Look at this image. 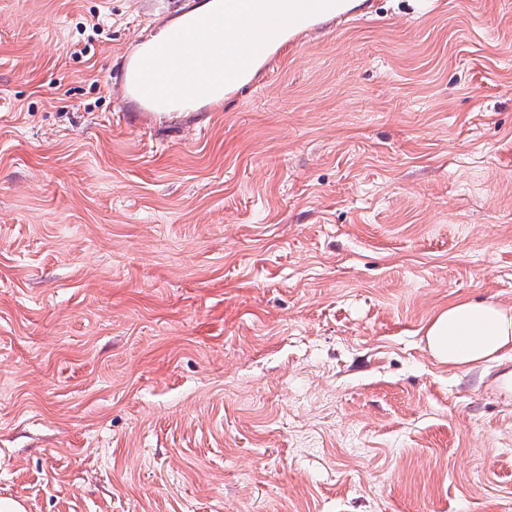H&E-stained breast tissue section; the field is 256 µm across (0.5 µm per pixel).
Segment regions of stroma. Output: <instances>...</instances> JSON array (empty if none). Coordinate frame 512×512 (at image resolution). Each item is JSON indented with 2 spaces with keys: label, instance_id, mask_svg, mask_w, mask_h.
Instances as JSON below:
<instances>
[{
  "label": "stroma",
  "instance_id": "obj_1",
  "mask_svg": "<svg viewBox=\"0 0 512 512\" xmlns=\"http://www.w3.org/2000/svg\"><path fill=\"white\" fill-rule=\"evenodd\" d=\"M173 16L0 0V499L25 512H512V0H365L152 128ZM140 62L134 63L130 71L124 66L120 67L115 77L114 87L117 89L121 98L133 94L143 99V102L148 105V108L146 112L142 113V121L144 124L149 125L160 117V113L154 110V107L158 106L160 103L146 96L137 87L136 72ZM425 339L440 364L471 368L512 351V307L490 300H451L428 322Z\"/></svg>",
  "mask_w": 512,
  "mask_h": 512
}]
</instances>
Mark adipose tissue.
<instances>
[{
  "label": "adipose tissue",
  "instance_id": "ef3b65f1",
  "mask_svg": "<svg viewBox=\"0 0 512 512\" xmlns=\"http://www.w3.org/2000/svg\"><path fill=\"white\" fill-rule=\"evenodd\" d=\"M425 339L439 363L473 367L512 351V307L490 300H451L428 322Z\"/></svg>",
  "mask_w": 512,
  "mask_h": 512
}]
</instances>
